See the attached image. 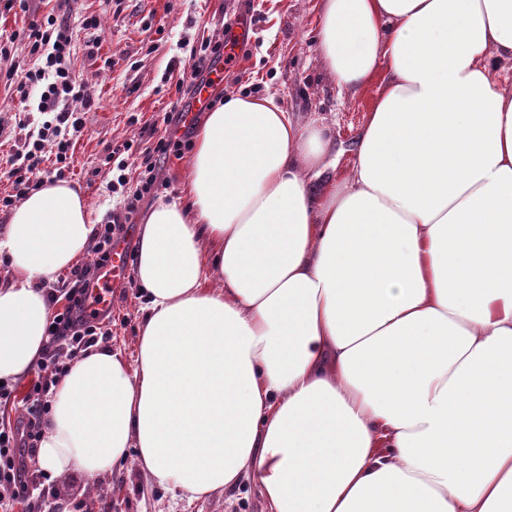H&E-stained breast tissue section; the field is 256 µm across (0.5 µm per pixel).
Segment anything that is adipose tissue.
I'll use <instances>...</instances> for the list:
<instances>
[{"mask_svg": "<svg viewBox=\"0 0 512 512\" xmlns=\"http://www.w3.org/2000/svg\"><path fill=\"white\" fill-rule=\"evenodd\" d=\"M315 41L340 90L383 79L350 176L320 182L326 126L274 97L209 112L141 227L136 361L71 363L37 460L132 452L196 499L248 478L268 512H512V0H321ZM94 231L64 180L11 211L0 380L40 360L44 285Z\"/></svg>", "mask_w": 512, "mask_h": 512, "instance_id": "ef3b65f1", "label": "adipose tissue"}]
</instances>
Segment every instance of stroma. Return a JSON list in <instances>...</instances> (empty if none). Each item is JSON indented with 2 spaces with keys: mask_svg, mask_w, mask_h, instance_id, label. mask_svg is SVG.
<instances>
[{
  "mask_svg": "<svg viewBox=\"0 0 512 512\" xmlns=\"http://www.w3.org/2000/svg\"><path fill=\"white\" fill-rule=\"evenodd\" d=\"M31 10L54 14L77 28L71 65L94 104L84 114L75 144L71 183L80 187L93 224L105 223L119 200L112 193L113 146L139 140L145 127L170 111L173 96L165 78L190 70L193 51L202 40L223 42L226 30L250 25L249 36L235 47V61L223 68L218 92L252 97L274 96L300 121L320 119L329 129L332 149L320 180L348 175L358 135L378 95L372 81L357 95L340 91L321 62L314 32L319 0H30ZM97 17L98 30L83 31L84 18ZM23 13H0V37L9 53L0 58V166L19 144L17 122L28 112L32 130L45 120L37 97L27 103L10 99L4 76L11 67L32 68ZM124 287L112 296L111 328L103 345L135 360L142 321L139 287L126 270ZM63 500L41 512H266L249 481L188 500L180 492L154 486L134 458L95 478L59 480Z\"/></svg>",
  "mask_w": 512,
  "mask_h": 512,
  "instance_id": "stroma-1",
  "label": "stroma"
}]
</instances>
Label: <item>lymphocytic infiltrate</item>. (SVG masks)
I'll list each match as a JSON object with an SVG mask.
<instances>
[{
  "label": "lymphocytic infiltrate",
  "mask_w": 512,
  "mask_h": 512,
  "mask_svg": "<svg viewBox=\"0 0 512 512\" xmlns=\"http://www.w3.org/2000/svg\"><path fill=\"white\" fill-rule=\"evenodd\" d=\"M28 31V53L35 56L38 67L33 71H10L6 79L10 89L23 99L29 97L30 87H39L38 109L53 113L54 118L52 123L44 125L30 146L20 150L19 165L7 170L6 177L12 181L15 192L0 197V210L12 207L17 198L37 189L47 175H54L58 180L66 177L70 171L71 147L67 134L82 127L81 112L91 105L70 66L72 29L48 15L32 17ZM223 54V44L202 42L190 73L177 80L176 94L195 95L202 85L210 84L214 64ZM172 121V115H164L165 131L153 143L137 148L126 141L110 152L111 159L117 162L116 182L123 188L121 199L97 232L92 260L74 268L60 292L50 296L53 312L47 327L46 352L37 365V379L24 404L25 416L0 421V512H14L15 506L24 502H53L58 498L55 485L34 488V476L30 472L41 429L50 412V391L67 372L68 358L78 350L93 346L102 333V320H91L84 315L85 286L89 278L108 263L113 241L123 237L143 202L169 187L160 171L170 158H182L186 145L185 137L172 129ZM50 136L55 139V160L53 169L48 170L44 167V143Z\"/></svg>",
  "instance_id": "lymphocytic-infiltrate-1"
}]
</instances>
